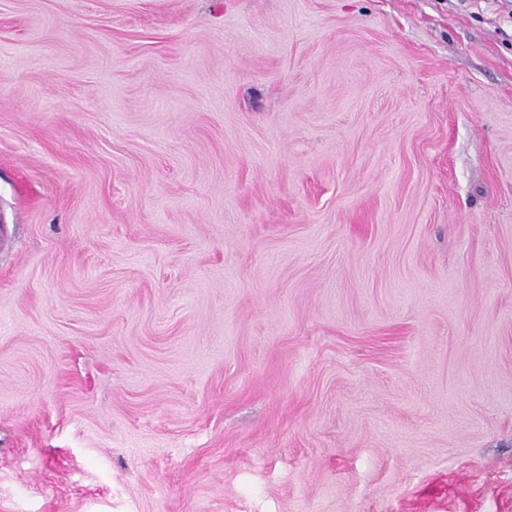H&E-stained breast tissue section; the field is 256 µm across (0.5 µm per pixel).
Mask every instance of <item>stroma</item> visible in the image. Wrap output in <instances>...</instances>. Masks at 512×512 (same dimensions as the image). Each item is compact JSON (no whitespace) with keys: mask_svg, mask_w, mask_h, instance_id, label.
I'll use <instances>...</instances> for the list:
<instances>
[{"mask_svg":"<svg viewBox=\"0 0 512 512\" xmlns=\"http://www.w3.org/2000/svg\"><path fill=\"white\" fill-rule=\"evenodd\" d=\"M0 512H512V0H0Z\"/></svg>","mask_w":512,"mask_h":512,"instance_id":"stroma-1","label":"stroma"}]
</instances>
